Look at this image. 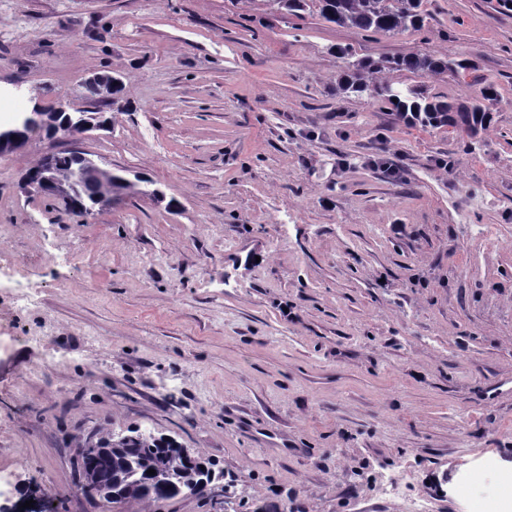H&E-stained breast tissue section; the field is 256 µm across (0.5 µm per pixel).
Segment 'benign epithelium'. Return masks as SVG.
<instances>
[{
    "label": "benign epithelium",
    "instance_id": "benign-epithelium-1",
    "mask_svg": "<svg viewBox=\"0 0 512 512\" xmlns=\"http://www.w3.org/2000/svg\"><path fill=\"white\" fill-rule=\"evenodd\" d=\"M118 84L119 79L111 75H96L89 79L88 88L99 97L111 102L115 99L113 89ZM62 114L66 115L67 124L63 128V133L66 135H83L110 127V124L103 120L102 113L78 109L71 111L62 102L46 111L17 112L10 122L0 123V154L21 150L28 145L29 140L21 136L22 129L41 132L52 129ZM80 164V169L65 178L57 172L52 156L47 155L37 165V175L34 177L25 175L20 182V188L26 194H40L45 188L50 187L60 202L69 203L81 195V187L100 179L103 173L101 165L84 155L81 156Z\"/></svg>",
    "mask_w": 512,
    "mask_h": 512
}]
</instances>
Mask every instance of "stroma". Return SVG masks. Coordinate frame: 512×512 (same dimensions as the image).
Listing matches in <instances>:
<instances>
[{
	"label": "stroma",
	"instance_id": "1",
	"mask_svg": "<svg viewBox=\"0 0 512 512\" xmlns=\"http://www.w3.org/2000/svg\"><path fill=\"white\" fill-rule=\"evenodd\" d=\"M425 9L367 36L261 0H0V119L60 95L112 118L0 155V497L142 512L76 488L84 440L137 429L224 470L220 503L153 512H481L462 478L512 472V9ZM428 52L471 68L392 80L458 101L484 78L477 137L339 88ZM69 149L153 194L79 219L21 193ZM120 79L115 78L111 75H96L89 79L87 84L90 91L98 95L99 97L108 100L110 102L115 99V95L112 94L113 89L116 85L120 84ZM123 91V85L120 84L116 88V94H121Z\"/></svg>",
	"mask_w": 512,
	"mask_h": 512
}]
</instances>
